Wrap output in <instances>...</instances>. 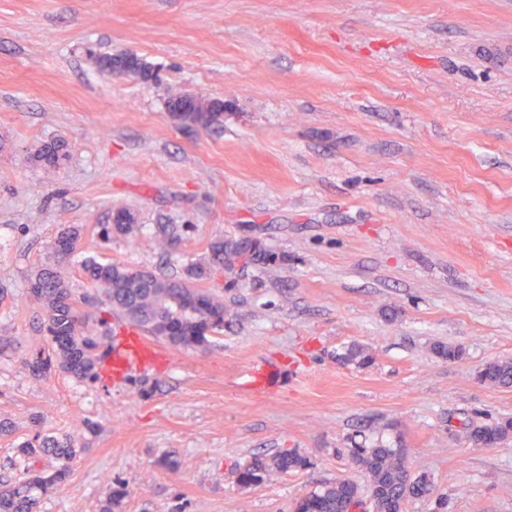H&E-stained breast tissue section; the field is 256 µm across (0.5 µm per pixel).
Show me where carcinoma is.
Here are the masks:
<instances>
[{"label":"carcinoma","instance_id":"1","mask_svg":"<svg viewBox=\"0 0 512 512\" xmlns=\"http://www.w3.org/2000/svg\"><path fill=\"white\" fill-rule=\"evenodd\" d=\"M111 60L146 76L150 68L134 56L116 55ZM187 101L193 111L179 117L189 128H211L223 124L224 113L218 101L177 94L170 103ZM65 156L64 145L45 143L38 158L48 167H56ZM137 225L123 219L117 224L100 226V237L108 242L112 235L133 236ZM83 227L63 228L52 244L54 263L37 269L31 279L30 301L39 305L43 329L49 343L46 349H35L22 361V367L35 381L55 373L68 375L80 382L102 380L101 363L116 337L110 322L100 317L101 308L118 322L164 340L178 351L204 350L211 338L224 331V295L217 288H200L195 281L211 277L215 271H233L255 265L264 251L254 240L228 243L222 238L210 241L206 261L192 263L187 279L160 277L151 271L117 264L98 256L77 259ZM77 265L89 289L77 293L70 284L66 269ZM481 382L498 387L512 386V362L492 361L478 374ZM469 436L476 444L490 445L512 436V420L493 425L475 426ZM19 459L24 462L18 477L0 476V512H37L41 494L50 486L68 479L70 462L77 455L75 440L67 434H43L39 431L17 445ZM56 460L52 469L37 470L41 458ZM353 463L366 479L374 497L375 512H405L413 498L430 492L431 482L425 475L412 480L402 464V453L396 448L375 445L357 448ZM307 459L295 450H285L273 457H254L240 474L244 486L256 485L267 477L302 469ZM364 487L343 479L325 482L308 494L309 512H350L353 500L361 498Z\"/></svg>","mask_w":512,"mask_h":512}]
</instances>
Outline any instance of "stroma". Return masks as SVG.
Masks as SVG:
<instances>
[{
	"label": "stroma",
	"instance_id": "obj_1",
	"mask_svg": "<svg viewBox=\"0 0 512 512\" xmlns=\"http://www.w3.org/2000/svg\"><path fill=\"white\" fill-rule=\"evenodd\" d=\"M121 53L154 78L101 69ZM175 91L223 101V127L181 126ZM120 208L137 233L102 242ZM72 224L84 254L171 278L218 237L265 259L211 277L209 349L37 382L28 288ZM0 288V470L36 416L80 449L40 512H101L111 485L122 512H294L364 483L351 450L378 443L432 482L406 512H512V438L467 436L512 418V386L477 378L512 361V0H0ZM284 449L307 467L240 486Z\"/></svg>",
	"mask_w": 512,
	"mask_h": 512
}]
</instances>
